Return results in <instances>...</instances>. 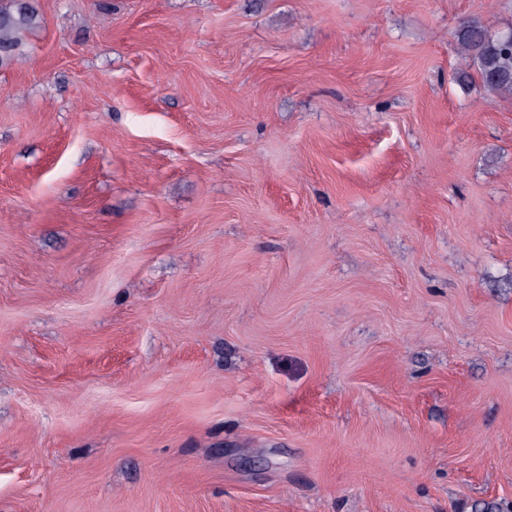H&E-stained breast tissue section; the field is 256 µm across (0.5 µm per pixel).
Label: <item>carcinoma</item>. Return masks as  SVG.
Segmentation results:
<instances>
[{"label":"carcinoma","mask_w":512,"mask_h":512,"mask_svg":"<svg viewBox=\"0 0 512 512\" xmlns=\"http://www.w3.org/2000/svg\"><path fill=\"white\" fill-rule=\"evenodd\" d=\"M36 24L34 11L16 13L0 23V42L10 41L20 58L26 34ZM510 33L512 29L495 30L479 20L465 21L452 32L460 54L477 66L482 85L502 97H512V40L507 38Z\"/></svg>","instance_id":"cac0c4a2"}]
</instances>
